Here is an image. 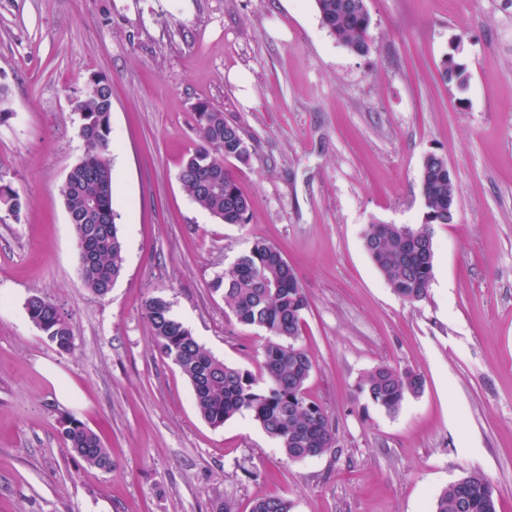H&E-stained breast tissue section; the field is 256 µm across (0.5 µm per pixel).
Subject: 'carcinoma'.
Wrapping results in <instances>:
<instances>
[{
  "instance_id": "cac0c4a2",
  "label": "carcinoma",
  "mask_w": 512,
  "mask_h": 512,
  "mask_svg": "<svg viewBox=\"0 0 512 512\" xmlns=\"http://www.w3.org/2000/svg\"><path fill=\"white\" fill-rule=\"evenodd\" d=\"M322 26L340 44L358 55L369 53L371 18L367 0H314ZM445 82L465 85L466 67L443 60L439 68ZM78 135L84 153L62 188L65 208L78 246V271L88 291L104 296L124 270V244L113 208L112 87L106 80L85 93L75 105ZM196 146L183 159L179 180L201 209L226 224H248L249 201L226 166L231 157L240 162L250 156L240 128L224 113L200 101L194 106ZM423 218L418 226L372 223L363 234V246L392 291L409 303L428 297L434 278V250L421 235L437 217L448 219V172L439 155L425 156L421 168ZM0 197L13 215L23 203L8 186ZM212 288L222 293L224 306L245 326L266 331L261 378L224 364L202 344L172 311L168 300L155 296L146 301L145 316L151 342L160 354L179 367L189 380L197 409L212 426L220 427L238 414H249L274 438L292 460L324 455L335 447L336 433L321 406L309 400L305 383L312 361L299 345L308 297L282 251L255 239L251 248L224 271L216 274ZM31 323L61 351L73 343L69 322L47 297L33 294L25 302ZM423 377L408 368L380 363L361 380L360 390L387 413L396 412L406 396L419 394ZM65 445L86 465L112 469V456L101 437L80 420H63ZM252 512H291L290 503L278 496L258 500ZM433 512H496L490 484L480 474L464 476L446 487Z\"/></svg>"
}]
</instances>
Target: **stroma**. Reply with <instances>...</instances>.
Returning <instances> with one entry per match:
<instances>
[{
	"mask_svg": "<svg viewBox=\"0 0 512 512\" xmlns=\"http://www.w3.org/2000/svg\"><path fill=\"white\" fill-rule=\"evenodd\" d=\"M371 49L350 52L313 0H0V512H432L482 474L512 512V0H367ZM467 67L465 87L440 61ZM112 85L113 207L124 270L83 288L61 188L83 154L75 103ZM207 101L240 126L230 162L250 203L224 224L183 190ZM451 166L458 208L434 225V280L407 303L366 253L376 220L420 224L424 157ZM277 246L310 306L300 343L309 400L337 450L289 459L250 416L209 425L192 387L151 343L149 297L225 364L259 374L266 332L236 322L217 273L254 238ZM67 317L61 352L30 322L32 294ZM388 363L424 390L396 413L361 378ZM101 436L112 468L66 448L62 416Z\"/></svg>",
	"mask_w": 512,
	"mask_h": 512,
	"instance_id": "1",
	"label": "stroma"
}]
</instances>
